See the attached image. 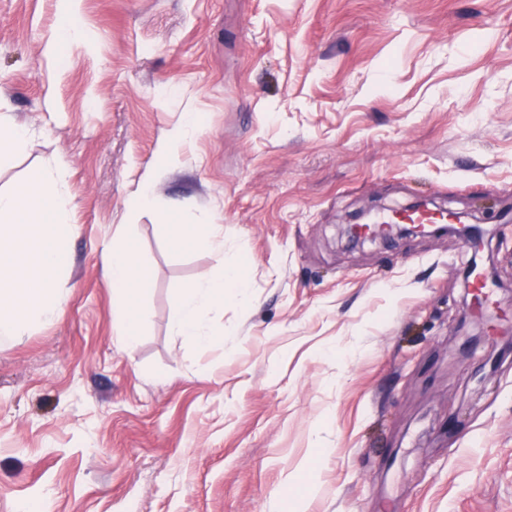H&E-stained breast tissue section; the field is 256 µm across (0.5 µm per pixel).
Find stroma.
<instances>
[{"mask_svg":"<svg viewBox=\"0 0 512 512\" xmlns=\"http://www.w3.org/2000/svg\"><path fill=\"white\" fill-rule=\"evenodd\" d=\"M93 39L44 54L57 0H0V163L22 190L64 162L63 316L0 341V512H512V353L468 344V247H348V215L512 199V0H82ZM204 127L161 167L185 114ZM154 172L155 210L127 203ZM219 224L248 303L225 346L170 328L213 256L162 212ZM150 286L121 349L103 248ZM512 324V224L490 244ZM30 137V130L23 125L0 128V162L19 152Z\"/></svg>","mask_w":512,"mask_h":512,"instance_id":"stroma-1","label":"stroma"}]
</instances>
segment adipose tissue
Here are the masks:
<instances>
[{"label": "adipose tissue", "instance_id": "obj_1", "mask_svg": "<svg viewBox=\"0 0 512 512\" xmlns=\"http://www.w3.org/2000/svg\"><path fill=\"white\" fill-rule=\"evenodd\" d=\"M67 167L57 163L33 175L23 191H0V338H15L36 322L59 319L66 297L54 282L65 263L62 227L70 223L64 193ZM173 248L191 245L212 253L218 271L180 288L170 319L172 331L207 347L224 335L210 321L225 299L247 301L246 280L234 255L225 254L224 237L213 224H173ZM113 288V320L125 351L137 343L143 310L137 301L149 286L135 249L115 233L104 251Z\"/></svg>", "mask_w": 512, "mask_h": 512}]
</instances>
